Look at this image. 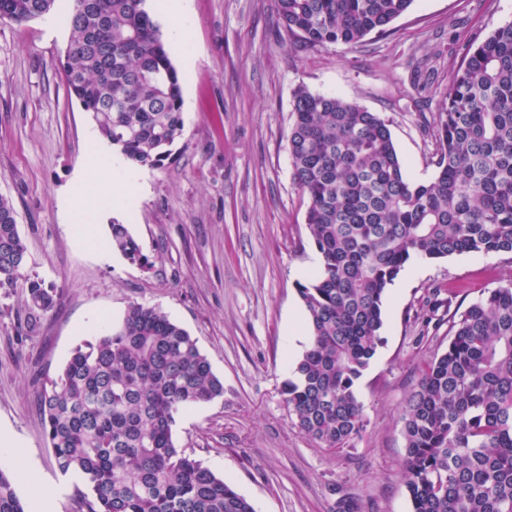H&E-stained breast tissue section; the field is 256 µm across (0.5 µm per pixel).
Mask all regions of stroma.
<instances>
[{
  "mask_svg": "<svg viewBox=\"0 0 512 512\" xmlns=\"http://www.w3.org/2000/svg\"><path fill=\"white\" fill-rule=\"evenodd\" d=\"M277 0H186L188 36L171 60L184 131L162 167L126 165L125 209H103L100 244L81 245L77 193L105 200L81 170L100 137L62 72L70 0L17 25L0 21V196L14 206L25 274L55 294L31 315L23 288H0V426L28 455L24 505L53 497L78 512L81 479L58 470L38 401L74 350L134 303L159 308L196 340L224 395L176 419L178 448L234 485L255 512H412L403 482V410L451 319L512 278V254L408 262L384 302L381 342L356 391L364 427L320 447L280 393L308 343L298 284L319 269L309 199L288 154L293 92L336 95L388 121L408 177L430 179L432 126L467 41L512 20V0H414L385 35L356 46L291 47ZM125 224L144 262L112 250Z\"/></svg>",
  "mask_w": 512,
  "mask_h": 512,
  "instance_id": "35a3bbf8",
  "label": "stroma"
}]
</instances>
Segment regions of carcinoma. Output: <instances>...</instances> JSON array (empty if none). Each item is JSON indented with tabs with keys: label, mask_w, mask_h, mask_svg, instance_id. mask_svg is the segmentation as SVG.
I'll list each match as a JSON object with an SVG mask.
<instances>
[{
	"label": "carcinoma",
	"mask_w": 512,
	"mask_h": 512,
	"mask_svg": "<svg viewBox=\"0 0 512 512\" xmlns=\"http://www.w3.org/2000/svg\"><path fill=\"white\" fill-rule=\"evenodd\" d=\"M146 0H72L66 81L98 133L128 162L160 167L182 135L180 79ZM414 0H278L294 46L355 44L384 34ZM55 0H0L24 23ZM288 154L310 200L320 256L298 284L310 341L282 395L320 447L348 446L364 425L356 382L374 357L388 288L413 258L512 253V21L468 44L432 129L435 176L408 178L377 113L299 85ZM112 249L143 261L126 225ZM27 248L0 197V288H26L31 313L53 291L24 275ZM404 409L405 487L412 512H512V279L452 322ZM224 396L195 339L164 312L128 307L111 330L76 348L43 391L59 471L80 476L81 512H255L233 485L176 447L190 404ZM0 512H25L0 469Z\"/></svg>",
	"instance_id": "obj_1"
}]
</instances>
